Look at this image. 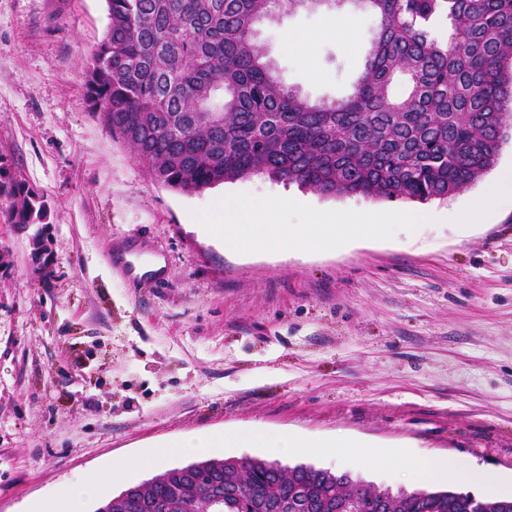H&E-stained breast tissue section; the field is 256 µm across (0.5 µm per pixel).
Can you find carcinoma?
<instances>
[{
    "label": "carcinoma",
    "instance_id": "carcinoma-1",
    "mask_svg": "<svg viewBox=\"0 0 512 512\" xmlns=\"http://www.w3.org/2000/svg\"><path fill=\"white\" fill-rule=\"evenodd\" d=\"M320 0H107L84 98L160 185L183 193L253 175L323 196L445 199L494 166L512 128V0H360L377 18L364 70L340 100L286 86L253 37L273 12ZM406 79L396 96L392 80ZM6 223L46 207L0 163ZM112 498V512H475L454 489L394 493L312 464L210 458Z\"/></svg>",
    "mask_w": 512,
    "mask_h": 512
}]
</instances>
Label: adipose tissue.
<instances>
[{"label":"adipose tissue","mask_w":512,"mask_h":512,"mask_svg":"<svg viewBox=\"0 0 512 512\" xmlns=\"http://www.w3.org/2000/svg\"><path fill=\"white\" fill-rule=\"evenodd\" d=\"M502 209H512V168L500 171L495 181L477 196L463 214L449 212L448 221L476 223ZM292 202L269 198L224 199V221L209 225L208 230L223 241L225 250L237 253L261 249L281 252L334 251L358 239L390 238L398 234L412 235L429 217L410 211H395L383 215L371 212L336 214L333 212L306 215L303 222H289ZM235 444H256L280 454L317 449L335 459L344 456L350 442L345 438L309 442L286 433L259 430L215 432L198 440L179 441L165 445L168 454H201L213 448ZM406 471L414 479H453L463 486L476 485L489 493L501 487L500 479L476 467H461L445 457L420 459L403 456Z\"/></svg>","instance_id":"1"}]
</instances>
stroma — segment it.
Wrapping results in <instances>:
<instances>
[{"instance_id": "1", "label": "stroma", "mask_w": 512, "mask_h": 512, "mask_svg": "<svg viewBox=\"0 0 512 512\" xmlns=\"http://www.w3.org/2000/svg\"><path fill=\"white\" fill-rule=\"evenodd\" d=\"M339 12L357 21L353 48L325 33ZM107 23L106 0H0V157L49 207L32 229L0 217V512H67L64 490L101 475L102 498L83 505L95 512L191 461L133 459L233 428L356 443L285 466L418 489L399 458L372 451L399 447L494 473L512 497V210L465 227L445 218L512 165V134L494 170L445 200L326 197L261 175L184 194L88 110L85 67ZM374 26L328 0L273 14L254 37L286 85L330 101L351 92ZM288 30L318 34L313 67ZM230 194L440 218L336 252L240 254L199 230L223 223ZM120 461L129 469L113 474Z\"/></svg>"}]
</instances>
